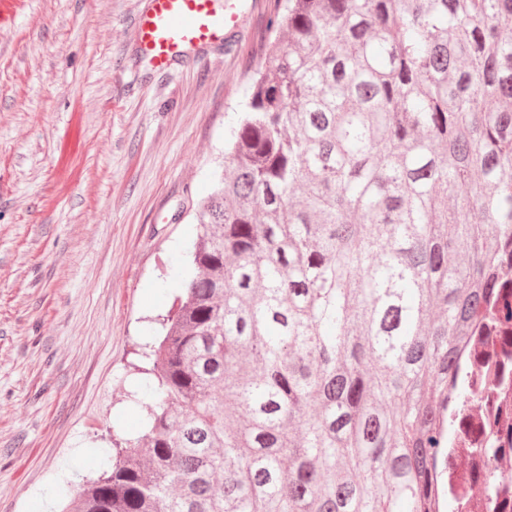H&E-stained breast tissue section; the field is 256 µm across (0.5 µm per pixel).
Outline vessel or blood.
<instances>
[{"label": "vessel or blood", "mask_w": 512, "mask_h": 512, "mask_svg": "<svg viewBox=\"0 0 512 512\" xmlns=\"http://www.w3.org/2000/svg\"><path fill=\"white\" fill-rule=\"evenodd\" d=\"M137 21L139 42L157 70L188 53L223 41L238 24L234 11L215 12L212 0H148Z\"/></svg>", "instance_id": "1"}]
</instances>
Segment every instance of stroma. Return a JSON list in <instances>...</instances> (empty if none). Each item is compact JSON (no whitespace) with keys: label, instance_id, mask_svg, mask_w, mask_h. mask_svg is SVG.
I'll list each match as a JSON object with an SVG mask.
<instances>
[{"label":"stroma","instance_id":"1","mask_svg":"<svg viewBox=\"0 0 512 512\" xmlns=\"http://www.w3.org/2000/svg\"><path fill=\"white\" fill-rule=\"evenodd\" d=\"M147 0H21L0 20V512H62L113 436L137 438L194 209L274 0L205 56L153 70Z\"/></svg>","mask_w":512,"mask_h":512}]
</instances>
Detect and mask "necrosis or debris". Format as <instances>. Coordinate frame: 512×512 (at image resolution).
I'll use <instances>...</instances> for the list:
<instances>
[{"label": "necrosis or debris", "instance_id": "obj_1", "mask_svg": "<svg viewBox=\"0 0 512 512\" xmlns=\"http://www.w3.org/2000/svg\"><path fill=\"white\" fill-rule=\"evenodd\" d=\"M507 377L508 385L459 421L460 445L448 454V487L458 512H512V447L480 445L488 423L512 434V371Z\"/></svg>", "mask_w": 512, "mask_h": 512}]
</instances>
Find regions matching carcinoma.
Returning a JSON list of instances; mask_svg holds the SVG:
<instances>
[{"instance_id":"carcinoma-1","label":"carcinoma","mask_w":512,"mask_h":512,"mask_svg":"<svg viewBox=\"0 0 512 512\" xmlns=\"http://www.w3.org/2000/svg\"><path fill=\"white\" fill-rule=\"evenodd\" d=\"M146 429L66 512H440L512 267V0H284Z\"/></svg>"}]
</instances>
